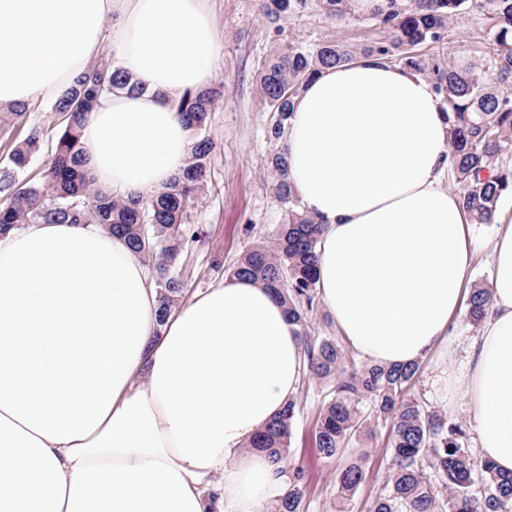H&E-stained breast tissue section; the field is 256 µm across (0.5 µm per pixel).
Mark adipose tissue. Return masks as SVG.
Masks as SVG:
<instances>
[{
	"instance_id": "ef3b65f1",
	"label": "adipose tissue",
	"mask_w": 512,
	"mask_h": 512,
	"mask_svg": "<svg viewBox=\"0 0 512 512\" xmlns=\"http://www.w3.org/2000/svg\"><path fill=\"white\" fill-rule=\"evenodd\" d=\"M206 0H0V111L55 101L103 46L144 94L106 97L82 131L96 184L165 191L190 131L171 100L205 87ZM112 37H105L109 18ZM448 109L376 56L323 69L289 120L288 180L322 226L319 299L364 358L408 364L447 336L473 281L448 187ZM490 244V315L459 368L479 452L512 472V201ZM147 272L97 224L0 234V504L10 512H260L279 465L247 447L298 390L299 338L261 284L228 279L159 320Z\"/></svg>"
}]
</instances>
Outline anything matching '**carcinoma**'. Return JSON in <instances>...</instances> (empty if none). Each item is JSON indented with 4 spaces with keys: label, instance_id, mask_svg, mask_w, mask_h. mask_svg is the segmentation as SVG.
Listing matches in <instances>:
<instances>
[{
    "label": "carcinoma",
    "instance_id": "carcinoma-1",
    "mask_svg": "<svg viewBox=\"0 0 512 512\" xmlns=\"http://www.w3.org/2000/svg\"><path fill=\"white\" fill-rule=\"evenodd\" d=\"M351 0H262L263 18L279 43L258 65L263 108L273 113L267 136L280 144L269 166L275 192L288 213L270 246L246 250L227 269L230 277L249 278L272 290L286 305L296 327L309 373L333 384L317 425V448L337 458L354 437H368L372 422L389 426L390 468L371 512H512V474L500 473L490 460L476 457L462 425L427 408L409 392L419 364L381 366L357 360L331 338L310 335L309 314L318 304L315 267L321 225L298 209L288 182V119L301 88L320 70L348 63L358 55H377L427 76L448 106L452 171L461 187V203L477 224L491 223L499 201L512 195V0H407L398 12L374 18L388 36L357 50L335 38L300 40L288 36L281 21L318 11L344 20ZM472 11L486 15L490 41L482 59L459 61L451 55L448 29ZM430 47L422 53L420 46ZM148 87L130 76L110 54L66 88L52 104L63 116L55 144L39 180L24 177L40 150L39 133L16 143L0 166V233L22 224H100L125 239L141 259L154 262L161 318L184 298L187 279L177 266L188 246L202 237L195 223L207 186L212 142L210 114L223 93L188 89L173 101L194 141L183 173L170 188L150 200L112 197L95 185L81 161V134L99 99L116 93H145ZM20 105L0 112V138L8 141L14 125L28 118ZM490 291L471 289L467 320L482 324ZM297 401L282 412L246 448L284 464L280 496L269 512H303L306 477L300 466L285 463ZM371 449L361 447L339 468L341 499L353 497L366 480Z\"/></svg>",
    "mask_w": 512,
    "mask_h": 512
}]
</instances>
